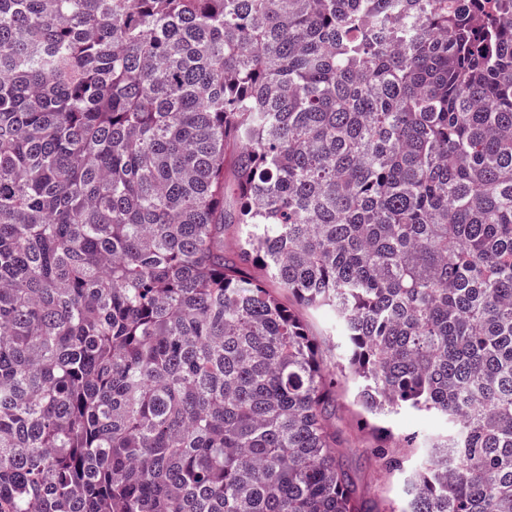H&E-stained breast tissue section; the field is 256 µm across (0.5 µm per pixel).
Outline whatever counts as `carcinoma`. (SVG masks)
Instances as JSON below:
<instances>
[{
	"label": "carcinoma",
	"mask_w": 512,
	"mask_h": 512,
	"mask_svg": "<svg viewBox=\"0 0 512 512\" xmlns=\"http://www.w3.org/2000/svg\"><path fill=\"white\" fill-rule=\"evenodd\" d=\"M0 512H512V0H0ZM280 301L293 309L297 316L307 325L310 333L316 339L322 362L330 370L338 366L343 358L342 337L335 330V319L327 313H314L301 308L291 295L282 290H276ZM352 401V390L347 386L342 387L333 411V423L342 442L345 463L361 487L369 491L378 488L387 503L393 502L402 507L406 499V476L419 467L429 440L448 432V423L444 419L408 409L388 416L386 425L393 429L402 447L418 448V451L409 456L402 472L384 474L374 464L369 435L356 425Z\"/></svg>",
	"instance_id": "1"
}]
</instances>
